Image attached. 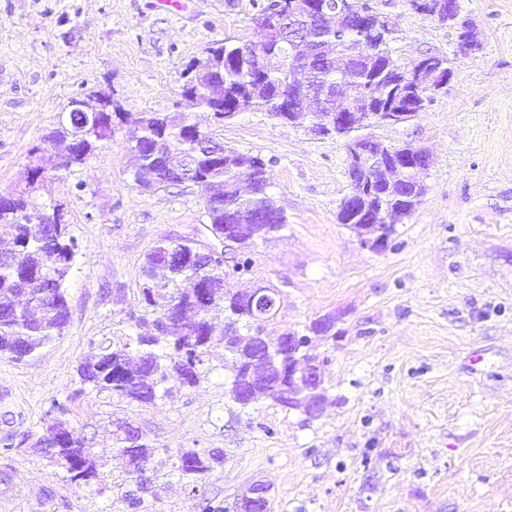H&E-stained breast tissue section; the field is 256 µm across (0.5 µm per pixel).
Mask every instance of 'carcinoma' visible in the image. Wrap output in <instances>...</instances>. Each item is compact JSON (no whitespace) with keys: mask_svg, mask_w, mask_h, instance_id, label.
<instances>
[{"mask_svg":"<svg viewBox=\"0 0 512 512\" xmlns=\"http://www.w3.org/2000/svg\"><path fill=\"white\" fill-rule=\"evenodd\" d=\"M290 0H253L256 15L273 26L291 25L302 33L299 44L276 45L277 65L256 67L255 57L267 50L257 41L244 44L226 42L209 50L211 67L183 95L186 106L211 112L222 125L234 120L244 107L271 113L274 100L303 77L312 87L359 88L377 94L374 112H412L418 104L414 88L402 84L404 64H396L390 44L393 37L368 24L347 21L322 26L304 13L288 14ZM103 92L89 90L83 99L92 108L74 118H66L41 137L45 144L63 146L60 152L45 153L37 147L36 164L28 169L25 188L0 195V238L10 248L0 251V356L15 362L34 358L41 349L61 335L68 322L66 284L76 252L64 209H39L31 202L36 185L44 174L71 172L112 140L114 120L124 122V112H95ZM188 113L140 112L134 119L137 135L131 140L134 182L152 187L161 176V159L154 146L163 141L180 147L183 123ZM273 159L234 153L199 159L189 155L185 166L205 191L206 230L218 244L208 267L190 264L185 257L200 246L193 238H163L144 256L138 291L139 315L131 331L112 343L98 346L78 367L81 388L106 394L130 403L153 404L169 393L167 384L177 381L193 387L205 376L212 348L224 346V361L231 378L227 390L238 384L240 373L253 366L259 377L261 399L272 406L299 410L302 404L288 405L281 394L280 374L269 371L270 356L280 351L282 335L266 334L262 325L249 317L245 297L239 287L252 280L255 260L251 248L253 229L262 228L259 240H268L286 227V218L268 193V167ZM381 202L390 208L386 224H402L421 203L425 188L402 174L390 185ZM233 241L232 264H226L224 248ZM218 283L217 304L224 306V320L216 321L211 311L195 312L183 321H173L163 330L159 322L172 303L195 304L200 282ZM115 451L138 490L121 495L123 512H147L145 494L150 478L146 466L155 448L146 443L137 428L124 422L117 425ZM52 458L63 469V479L75 487H85L99 477L96 461L84 443L63 445ZM224 464L217 450L197 456L185 449L173 463L174 474L191 491H196L214 465Z\"/></svg>","mask_w":512,"mask_h":512,"instance_id":"obj_1","label":"carcinoma"}]
</instances>
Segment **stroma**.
<instances>
[{"label": "stroma", "instance_id": "stroma-1", "mask_svg": "<svg viewBox=\"0 0 512 512\" xmlns=\"http://www.w3.org/2000/svg\"><path fill=\"white\" fill-rule=\"evenodd\" d=\"M376 3L399 62L439 53L454 70L412 121L372 130L434 158L421 204L382 254L337 220L350 184L336 140L260 110L220 127L187 110L186 65L204 64L214 42L253 39L250 0H0V194L25 187L30 149L83 90L133 114L190 111L224 145L276 160L268 193L287 227L253 248L254 279L283 293L268 332L332 315L337 333L313 342L327 403L311 420L234 404L219 348L197 386L152 405L80 393L78 364L130 327L148 250L165 237L209 241L200 188L135 185L134 127L119 125L85 167L48 175L32 194L64 206L77 249L61 336L29 361L0 357V439L14 444L0 456V512H119L135 487L112 448L119 418L158 449L149 512L229 504L257 478L272 486V512H512V0H460L482 43L471 58L406 0ZM58 420L93 449V487L64 482L40 447ZM184 448L224 454L196 493L172 473Z\"/></svg>", "mask_w": 512, "mask_h": 512}]
</instances>
